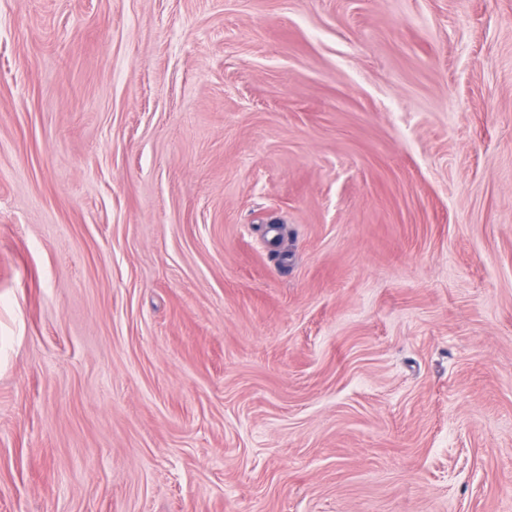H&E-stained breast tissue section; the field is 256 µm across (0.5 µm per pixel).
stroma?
Returning a JSON list of instances; mask_svg holds the SVG:
<instances>
[{
  "label": "stroma",
  "instance_id": "1",
  "mask_svg": "<svg viewBox=\"0 0 512 512\" xmlns=\"http://www.w3.org/2000/svg\"><path fill=\"white\" fill-rule=\"evenodd\" d=\"M0 512H512V0H0Z\"/></svg>",
  "mask_w": 512,
  "mask_h": 512
}]
</instances>
